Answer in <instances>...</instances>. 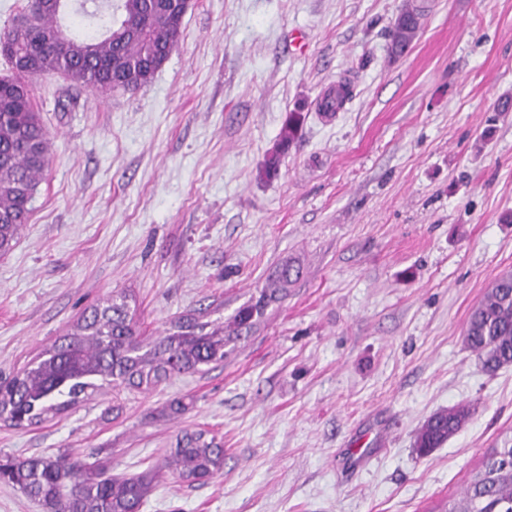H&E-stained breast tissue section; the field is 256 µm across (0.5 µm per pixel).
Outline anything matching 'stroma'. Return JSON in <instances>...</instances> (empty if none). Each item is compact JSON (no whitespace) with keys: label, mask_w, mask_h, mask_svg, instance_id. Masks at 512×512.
Segmentation results:
<instances>
[{"label":"stroma","mask_w":512,"mask_h":512,"mask_svg":"<svg viewBox=\"0 0 512 512\" xmlns=\"http://www.w3.org/2000/svg\"><path fill=\"white\" fill-rule=\"evenodd\" d=\"M402 2L192 0L150 84L36 79L49 165L0 256V377L113 292L155 336L188 310L234 316L284 264L302 276L222 366L0 421V455L130 476L205 430L223 468L165 477L140 512H440L512 438V366L488 375L462 343L512 271V111L496 109L512 98V0H414L424 27L393 60ZM346 79L351 100L324 119L321 95ZM298 109L302 135L264 178ZM458 405L469 423L419 456L417 430Z\"/></svg>","instance_id":"stroma-1"}]
</instances>
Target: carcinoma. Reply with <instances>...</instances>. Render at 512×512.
Listing matches in <instances>:
<instances>
[{
  "label": "carcinoma",
  "instance_id": "1",
  "mask_svg": "<svg viewBox=\"0 0 512 512\" xmlns=\"http://www.w3.org/2000/svg\"><path fill=\"white\" fill-rule=\"evenodd\" d=\"M70 13L85 17L95 35L70 34L61 24ZM24 15L30 22L26 33L12 27L0 33V55L11 66L7 81L0 82V255L11 251L28 222L48 166L47 132L33 107L34 79L60 73L101 93L135 91L150 83L178 49L185 6L181 0H39ZM422 26L417 7H402L388 31L391 57L401 56ZM351 97L350 83L342 82L323 96L319 111L331 116ZM303 122V113H288L277 147L263 163V176L278 174L281 157L299 140ZM299 276L300 268L285 265L256 301L228 321L189 312L171 320L159 336L138 335L127 294L113 295L91 308L61 341L0 380V419L24 427L70 407L101 382L114 389L148 386L171 373L222 364L224 347L240 339ZM463 343L491 375L512 365L511 272L501 275L473 309ZM471 417L464 405L432 415L417 431L415 447L422 455L441 447ZM206 435L183 432L163 466L131 477L63 457L0 455V483L19 489L48 512H139L165 473L199 482L222 469L223 445ZM445 512H512V446L488 449Z\"/></svg>",
  "mask_w": 512,
  "mask_h": 512
}]
</instances>
